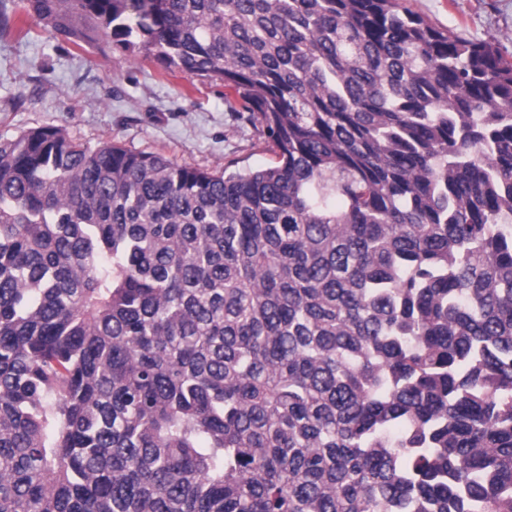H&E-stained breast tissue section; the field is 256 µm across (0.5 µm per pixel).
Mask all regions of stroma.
<instances>
[{"instance_id": "35a3bbf8", "label": "stroma", "mask_w": 512, "mask_h": 512, "mask_svg": "<svg viewBox=\"0 0 512 512\" xmlns=\"http://www.w3.org/2000/svg\"><path fill=\"white\" fill-rule=\"evenodd\" d=\"M441 30L489 42L512 60V0H405ZM0 34V136L40 126L89 147L116 142L214 172L267 166L272 155L220 82L171 72L137 52L73 46L8 0ZM26 29L20 37L18 29Z\"/></svg>"}]
</instances>
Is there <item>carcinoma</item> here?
Listing matches in <instances>:
<instances>
[{"mask_svg":"<svg viewBox=\"0 0 512 512\" xmlns=\"http://www.w3.org/2000/svg\"><path fill=\"white\" fill-rule=\"evenodd\" d=\"M21 8L275 159L0 138V512H512V60L398 0Z\"/></svg>","mask_w":512,"mask_h":512,"instance_id":"obj_1","label":"carcinoma"}]
</instances>
